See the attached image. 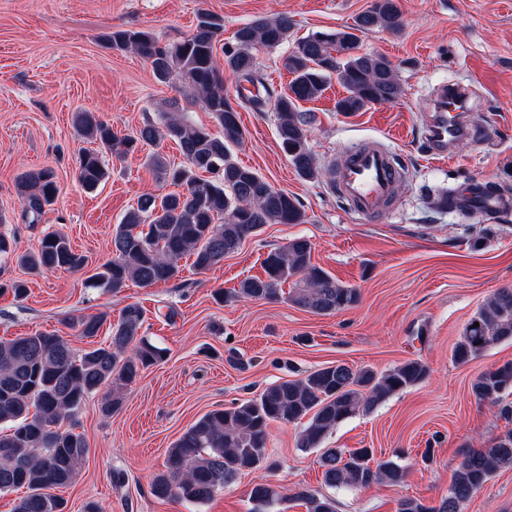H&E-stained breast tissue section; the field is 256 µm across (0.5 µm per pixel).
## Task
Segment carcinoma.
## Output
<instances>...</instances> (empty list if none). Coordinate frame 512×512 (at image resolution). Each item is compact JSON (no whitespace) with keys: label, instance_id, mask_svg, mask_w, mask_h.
Listing matches in <instances>:
<instances>
[{"label":"carcinoma","instance_id":"obj_1","mask_svg":"<svg viewBox=\"0 0 512 512\" xmlns=\"http://www.w3.org/2000/svg\"><path fill=\"white\" fill-rule=\"evenodd\" d=\"M398 0H372L353 23L341 29L316 32L295 41L282 59L292 75L288 92L277 93L257 67L256 52L276 49L288 41L292 22L286 15L260 17L239 28L235 44L218 61L216 45L224 32V18L202 10L194 30L183 39L160 44L146 30L117 29L106 41L117 51H133L145 59L154 77L174 85L210 112L221 134L196 125L184 112H161L135 136H120L112 125L92 112H77L79 135L94 144L79 152L76 181L94 190L110 177L105 154L128 159L143 143L175 141L183 161L174 166L155 153L147 159L157 178L179 187L168 194L145 193L112 230V259L93 277V286L114 294L127 282L143 287L167 282L179 272L183 256L194 257L200 273L234 253L266 224H304L306 212L293 194L274 188L255 170L238 163L231 147L244 141L238 107L262 112L273 104L281 149L304 180H318L323 172L309 146L312 116L300 103L315 101L335 80L346 91L336 100L343 115L376 104L394 103L403 88L396 66L378 54H358L359 34L382 29L401 31ZM229 70L255 88L231 100L224 89ZM18 190L25 210L40 216L58 197L59 187L49 169L24 174ZM15 239L0 233V256L15 254ZM17 255V254H15ZM20 265L34 273L82 270L87 260L76 253L67 237L47 232L37 250L17 255ZM264 275L247 277L239 287L215 292L228 303L241 300L277 301L289 284L288 301L324 315L348 309L360 298L357 288L344 284L312 263V244L298 237L271 250L263 261ZM108 313L91 318L66 317L62 324L91 338L107 322ZM143 309L126 305L117 323L109 325L105 344L76 353L56 332H40L0 340V493L21 488L14 512H64V502L51 490L69 485L89 447L80 433L64 422L75 417L85 400L110 387L102 412H118L123 392L142 370L164 360L165 350L140 336ZM512 341V288H500L466 323L455 344L453 358L466 363L489 347ZM428 376L420 360H408L382 373L338 363L317 369L298 380L267 387L258 397L229 408L212 410L192 424L167 451L166 470L151 484L158 499L193 503L210 501L244 471L268 469L269 428L273 423H304L298 447L319 449L323 481L330 487L364 489L373 484L398 485L405 469L392 459H377L370 448H324L336 425L367 414L390 396L421 384ZM477 402L512 416V362L481 373L472 383ZM512 465V429L498 434L490 447L466 453L454 471L448 495L429 507L417 498L399 501L397 512H463L488 480ZM250 499L271 506L279 491L266 481L250 490ZM306 512H336L335 501L305 489L294 493Z\"/></svg>","mask_w":512,"mask_h":512}]
</instances>
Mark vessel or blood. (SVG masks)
I'll return each instance as SVG.
<instances>
[{
    "label": "vessel or blood",
    "instance_id": "b4317fda",
    "mask_svg": "<svg viewBox=\"0 0 512 512\" xmlns=\"http://www.w3.org/2000/svg\"><path fill=\"white\" fill-rule=\"evenodd\" d=\"M467 96L461 86H441L433 100L427 126L426 141L434 155L448 153L449 142L469 133L472 125L461 109ZM401 177L391 153L376 144L359 149L344 159L337 171L341 193L351 202L355 213L367 219H384L392 208L394 189ZM469 206L495 214L512 209V199L501 196H479L465 192Z\"/></svg>",
    "mask_w": 512,
    "mask_h": 512
}]
</instances>
